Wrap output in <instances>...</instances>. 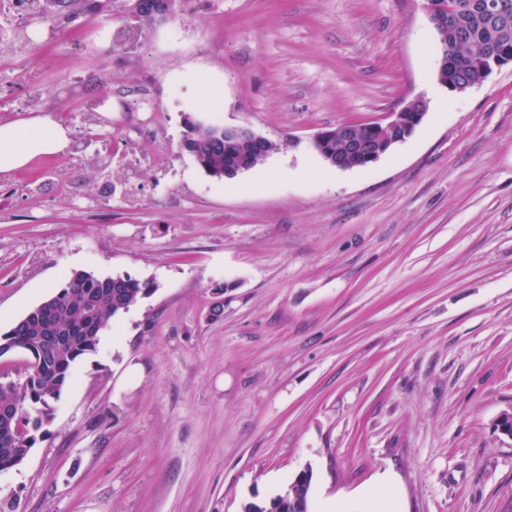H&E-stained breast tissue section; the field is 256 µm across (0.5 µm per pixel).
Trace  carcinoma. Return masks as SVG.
<instances>
[{
	"label": "carcinoma",
	"instance_id": "carcinoma-1",
	"mask_svg": "<svg viewBox=\"0 0 512 512\" xmlns=\"http://www.w3.org/2000/svg\"><path fill=\"white\" fill-rule=\"evenodd\" d=\"M455 5L453 34L439 41L441 57L453 45L457 85L479 78L478 64L501 50H512V0L504 13L486 14L474 7L476 0H451ZM183 147L209 175L224 177L228 170H250L277 149L267 142L264 154L246 141L224 135V126L186 118ZM152 284L129 276L96 277L76 273L46 300L0 334V356L20 351L27 356L25 379L0 385V409L13 412L9 427H0V470L22 463L37 441L25 413L41 410V426L51 421L50 402L59 398L75 361L93 351L103 326L120 312L151 294ZM60 336L62 343L49 345L44 337ZM311 479L289 483L282 492L263 501L242 504L241 512H310Z\"/></svg>",
	"mask_w": 512,
	"mask_h": 512
}]
</instances>
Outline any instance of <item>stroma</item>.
I'll return each mask as SVG.
<instances>
[{
	"instance_id": "35a3bbf8",
	"label": "stroma",
	"mask_w": 512,
	"mask_h": 512,
	"mask_svg": "<svg viewBox=\"0 0 512 512\" xmlns=\"http://www.w3.org/2000/svg\"><path fill=\"white\" fill-rule=\"evenodd\" d=\"M103 3L0 61V124L21 72L73 142L0 173V332L77 272L155 290L75 362L0 512H240L306 469L311 512H503L512 67L448 92L423 0H182L110 51L92 24L134 15ZM417 97L369 167L313 146ZM202 115L277 149L211 177L182 146Z\"/></svg>"
}]
</instances>
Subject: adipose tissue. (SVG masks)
<instances>
[{
    "label": "adipose tissue",
    "mask_w": 512,
    "mask_h": 512,
    "mask_svg": "<svg viewBox=\"0 0 512 512\" xmlns=\"http://www.w3.org/2000/svg\"><path fill=\"white\" fill-rule=\"evenodd\" d=\"M69 127L48 115H34L0 125V173L27 167L44 155L65 152Z\"/></svg>",
    "instance_id": "ef3b65f1"
}]
</instances>
